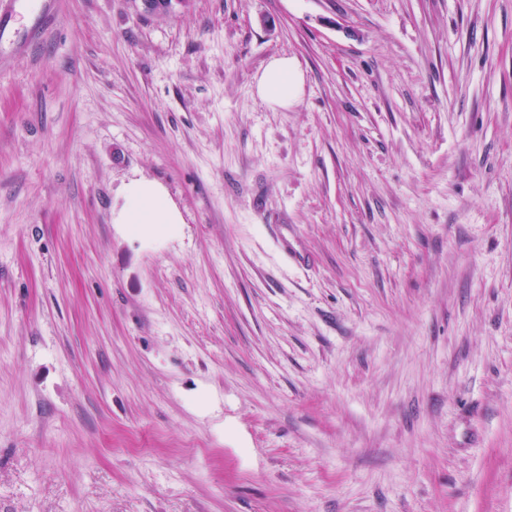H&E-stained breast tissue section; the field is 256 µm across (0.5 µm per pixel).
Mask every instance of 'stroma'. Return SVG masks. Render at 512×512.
Returning <instances> with one entry per match:
<instances>
[{
  "label": "stroma",
  "instance_id": "35a3bbf8",
  "mask_svg": "<svg viewBox=\"0 0 512 512\" xmlns=\"http://www.w3.org/2000/svg\"><path fill=\"white\" fill-rule=\"evenodd\" d=\"M0 512H512V0H17ZM301 78L295 65L288 57L272 59L259 76L256 92L272 106L288 107V103L297 96ZM123 224L129 233L145 236L169 230L176 220L162 193L151 184L141 183L128 190Z\"/></svg>",
  "mask_w": 512,
  "mask_h": 512
}]
</instances>
